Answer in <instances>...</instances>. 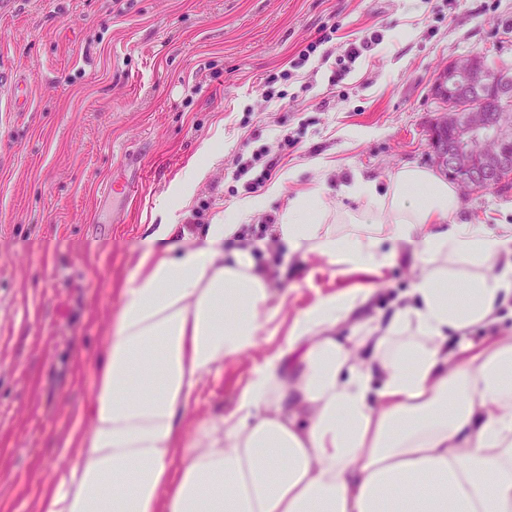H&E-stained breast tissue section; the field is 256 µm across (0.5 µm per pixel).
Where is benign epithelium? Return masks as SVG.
<instances>
[{
	"label": "benign epithelium",
	"mask_w": 512,
	"mask_h": 512,
	"mask_svg": "<svg viewBox=\"0 0 512 512\" xmlns=\"http://www.w3.org/2000/svg\"><path fill=\"white\" fill-rule=\"evenodd\" d=\"M439 103L430 135L437 166L466 190L498 186L512 170V67L475 53L448 61L436 74Z\"/></svg>",
	"instance_id": "1"
}]
</instances>
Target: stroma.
Instances as JSON below:
<instances>
[{"mask_svg": "<svg viewBox=\"0 0 512 512\" xmlns=\"http://www.w3.org/2000/svg\"><path fill=\"white\" fill-rule=\"evenodd\" d=\"M486 50L512 62V0H0V512H40L87 424L103 339L153 225L194 242L257 180L361 211L343 191L354 175L384 187L403 167L433 169L436 73ZM133 171L134 196L98 202L102 183ZM459 198L454 222L492 235L512 224V190ZM283 205L242 219L287 295L283 316L204 381L185 438L234 409L301 311L369 290L337 330L344 342L412 288L407 248L379 270L289 255L274 233Z\"/></svg>", "mask_w": 512, "mask_h": 512, "instance_id": "1", "label": "stroma"}]
</instances>
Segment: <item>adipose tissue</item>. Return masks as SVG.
Instances as JSON below:
<instances>
[{
	"instance_id": "1",
	"label": "adipose tissue",
	"mask_w": 512,
	"mask_h": 512,
	"mask_svg": "<svg viewBox=\"0 0 512 512\" xmlns=\"http://www.w3.org/2000/svg\"><path fill=\"white\" fill-rule=\"evenodd\" d=\"M280 190L236 202L178 253L174 225L156 226L105 338L90 425L74 428L41 512H512V338L463 341L512 302V262L497 251L512 225L493 239L450 223L455 188L422 168L383 190L355 177L345 192L364 209L344 230L315 189L289 198L274 228L291 251L358 268L411 247L412 300L365 322L369 359L336 338L367 294L327 297L294 320L235 409L180 445L204 377L253 349L279 311L252 255L224 244Z\"/></svg>"
}]
</instances>
